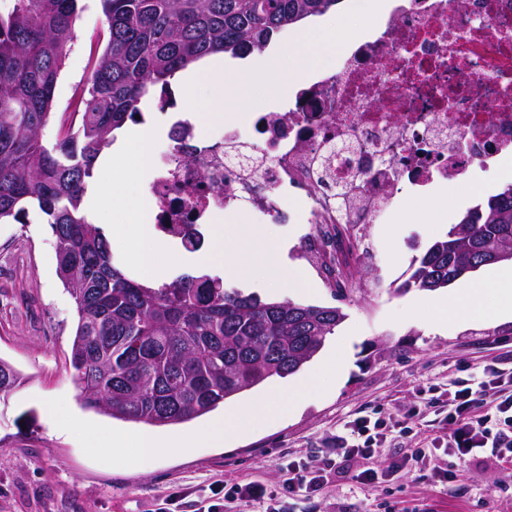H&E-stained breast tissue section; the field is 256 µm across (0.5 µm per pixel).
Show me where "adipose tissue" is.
Listing matches in <instances>:
<instances>
[{"label":"adipose tissue","instance_id":"obj_1","mask_svg":"<svg viewBox=\"0 0 512 512\" xmlns=\"http://www.w3.org/2000/svg\"><path fill=\"white\" fill-rule=\"evenodd\" d=\"M336 49V29L325 20H315L303 30L291 50H283L279 44H271L270 57L266 65L250 59H228L223 55L211 56L203 69L188 68L181 72L179 81L187 88L193 87L200 75H207L215 84V97L211 109L215 118H232L231 104H244L245 96L239 87L225 83L224 69L232 67L243 73L248 80H256L263 69L273 71L290 67L297 76L309 74L321 57ZM498 295L497 314L500 318H512V269L489 270L469 285L464 299L469 316L481 313V303L487 289ZM344 339H337L334 348L304 378L283 385L277 391L261 398L224 410L212 417L203 427L176 434L137 433L122 434L101 427L87 426L90 438L103 448H118L130 451L132 459L155 457L159 449L177 447L183 450L207 444L213 447L250 435L264 420L282 418L297 410L304 391L320 387L326 381H338L344 366Z\"/></svg>","mask_w":512,"mask_h":512}]
</instances>
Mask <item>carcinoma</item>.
I'll use <instances>...</instances> for the list:
<instances>
[{"instance_id":"cac0c4a2","label":"carcinoma","mask_w":512,"mask_h":512,"mask_svg":"<svg viewBox=\"0 0 512 512\" xmlns=\"http://www.w3.org/2000/svg\"><path fill=\"white\" fill-rule=\"evenodd\" d=\"M79 0H12L0 14V221L38 205L57 274L76 306L70 363L82 405L164 426L200 417L272 377L298 372L345 319L339 307L263 301L207 273L146 286L114 263L83 201L115 131L142 99L162 107L175 75L218 53L262 54L280 34L341 0H101L106 40L75 106L77 124L43 132L75 39ZM512 263V182L468 208L415 256L397 290L435 292ZM22 382L0 359V397Z\"/></svg>"}]
</instances>
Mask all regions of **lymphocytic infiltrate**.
<instances>
[{"instance_id": "f902f5d3", "label": "lymphocytic infiltrate", "mask_w": 512, "mask_h": 512, "mask_svg": "<svg viewBox=\"0 0 512 512\" xmlns=\"http://www.w3.org/2000/svg\"><path fill=\"white\" fill-rule=\"evenodd\" d=\"M448 422L430 447L413 449L414 461L430 460L436 447H443L457 460H467L481 449L492 456L512 458V368L487 365L480 380L466 383L448 393ZM408 417L372 418L364 415L347 421L325 444V458L312 466L291 459L281 464V479L271 488L259 481L225 487L223 495L212 496L207 512H226L229 505L243 503L254 512H283L296 499H311L329 483L336 462L353 466L356 482L377 488L401 470L405 462L390 459L376 464L387 443L408 436Z\"/></svg>"}]
</instances>
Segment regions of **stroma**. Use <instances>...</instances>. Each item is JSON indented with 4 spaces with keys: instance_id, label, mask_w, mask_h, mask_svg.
Here are the masks:
<instances>
[{
    "instance_id": "1",
    "label": "stroma",
    "mask_w": 512,
    "mask_h": 512,
    "mask_svg": "<svg viewBox=\"0 0 512 512\" xmlns=\"http://www.w3.org/2000/svg\"><path fill=\"white\" fill-rule=\"evenodd\" d=\"M76 38L55 89V115L45 129L54 140L67 121L75 94L91 74L101 50L104 16L100 0H82ZM213 83L200 77L192 95L180 96V110L143 111L158 129L155 144L172 152L167 131L177 116H198V130L220 137L221 121L207 110ZM425 208L404 207L392 222L369 224L340 255L336 266L347 284L329 287L302 250L309 231L305 215L293 224H252L260 243L288 244V261L304 274L305 289L282 288L278 299L338 306L346 314L335 336L347 337L344 375L336 386L308 394L301 409L261 423L250 436L221 448L160 449L150 460L95 447L84 427L69 426L71 415L87 424L137 431L82 406L68 357L76 321L75 304L56 274L55 240L37 207L21 220L0 223V359L23 382L0 399V512H163L172 492H185V512H199L204 491L260 481L276 485L282 459L315 464L320 447L359 415H410L430 399L424 418H412L414 439L429 444L448 412L449 385L471 382L484 365L512 362V321L496 315L498 299L486 292L481 316L449 330L437 327L432 295L396 287L408 276L414 256L446 235L463 203H474L468 184L420 189ZM434 467L407 462L383 487L370 489L337 470L326 489L301 503V512H512V461L483 455L450 464L437 451ZM453 467L452 485L440 482L436 467Z\"/></svg>"
}]
</instances>
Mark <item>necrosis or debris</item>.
I'll return each mask as SVG.
<instances>
[{
    "label": "necrosis or debris",
    "instance_id": "necrosis-or-debris-1",
    "mask_svg": "<svg viewBox=\"0 0 512 512\" xmlns=\"http://www.w3.org/2000/svg\"><path fill=\"white\" fill-rule=\"evenodd\" d=\"M170 133L174 152L151 154L157 231L242 204L276 224L302 211L305 252L332 268L344 232L390 217L414 188L512 154V0H399L287 111L257 113L217 140L183 119Z\"/></svg>",
    "mask_w": 512,
    "mask_h": 512
}]
</instances>
